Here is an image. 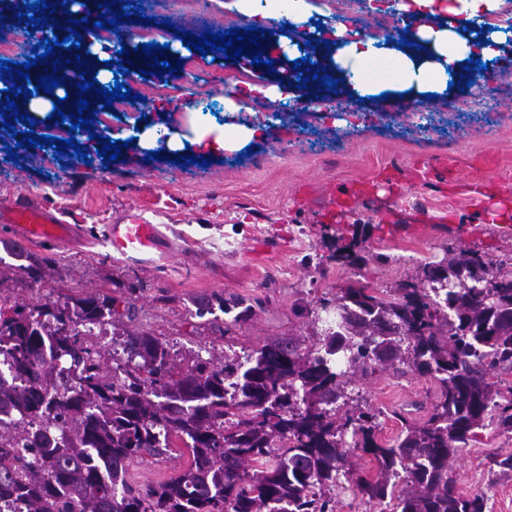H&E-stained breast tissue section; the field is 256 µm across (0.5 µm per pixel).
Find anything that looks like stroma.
<instances>
[{
    "label": "stroma",
    "instance_id": "stroma-1",
    "mask_svg": "<svg viewBox=\"0 0 512 512\" xmlns=\"http://www.w3.org/2000/svg\"><path fill=\"white\" fill-rule=\"evenodd\" d=\"M31 0H10L0 17L28 33L30 45L66 37L59 15L45 29L24 13ZM210 0L199 13L193 0H154L153 24L123 23L128 54L123 63L131 93L123 105L98 99L96 137L81 134L80 164L62 153L59 116L22 120L25 105L6 112L17 135L0 142V205L41 202L76 225L75 238L58 246L34 245L52 257L40 282L4 272L0 296L32 307L57 298L94 293L132 297L134 319H121L116 333L161 334L177 364L197 359L222 362L266 343L294 339L302 350L317 347L312 320L320 299L359 282L386 293L419 282L421 266L470 248L497 261L512 259V71L494 65L469 83L460 74L451 88L423 103L369 97L350 101L338 88L313 80L286 102L259 99L238 120L266 127L250 149L210 156L193 164L192 151L175 154L157 147L155 156L130 142L140 126L159 124L188 133L193 125L224 123V93L240 82L273 83L276 72L252 66L242 72L225 53L199 55L182 49V34L200 38L250 22ZM313 24L339 22L353 32L391 27L400 43L407 29L396 13H367L365 0H315ZM167 45L178 71L165 78L141 73L142 44ZM53 136L58 157L39 146L17 149L29 133ZM120 146L117 160L98 156L107 143ZM140 216L160 233L158 250L143 259L113 253L103 243L105 225ZM353 246L358 266L337 263L338 248ZM214 293L251 304L244 322L215 312L196 316L194 303ZM352 391L381 412L380 440L401 432L396 413L420 423L438 393L435 380L390 366L356 379ZM512 452V432L490 425L451 464L456 490L484 496L489 512H512V474L489 475L487 459ZM186 459L178 450L134 462L142 482L163 483L181 475Z\"/></svg>",
    "mask_w": 512,
    "mask_h": 512
}]
</instances>
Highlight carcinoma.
<instances>
[{
	"instance_id": "cac0c4a2",
	"label": "carcinoma",
	"mask_w": 512,
	"mask_h": 512,
	"mask_svg": "<svg viewBox=\"0 0 512 512\" xmlns=\"http://www.w3.org/2000/svg\"><path fill=\"white\" fill-rule=\"evenodd\" d=\"M33 283L51 258L0 239ZM124 304V312L118 305ZM319 346L266 343L245 359L173 363L156 334L124 333L125 363L108 373L93 329L130 315L133 303L87 294L63 305L0 303V490L22 512H336L330 493L347 481L392 512H486L481 495L456 491L451 462L494 421L512 431V390L489 381L512 369V266L461 249L422 268L418 284L384 296L349 285L320 300ZM240 323L243 301L196 302ZM402 367L439 384L421 425L399 413L401 434L378 440L380 411L349 405L346 387L374 365ZM39 422V428L28 425ZM178 438L184 472L161 484L129 475ZM361 450L380 468L355 473ZM512 473V453L488 462Z\"/></svg>"
}]
</instances>
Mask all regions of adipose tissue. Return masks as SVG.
<instances>
[{"mask_svg": "<svg viewBox=\"0 0 512 512\" xmlns=\"http://www.w3.org/2000/svg\"><path fill=\"white\" fill-rule=\"evenodd\" d=\"M499 2L395 0L397 13L409 27L413 49H399L378 36L351 34L343 24L334 23L323 32L330 48L328 66L344 79L349 94L356 99L385 92L410 96L443 94L451 74L461 70L468 60L490 63L499 57L500 35H475L485 16L496 10ZM231 6L249 19H284L293 26L307 24L317 11L312 0H276L272 7L263 5L261 0H232ZM293 90V85L285 82L233 87L224 97L228 123L195 129L188 135L171 133L166 148L172 152L191 148L215 155L263 139V126L235 123L234 115L245 109L252 98L281 101L292 98Z\"/></svg>", "mask_w": 512, "mask_h": 512, "instance_id": "adipose-tissue-1", "label": "adipose tissue"}]
</instances>
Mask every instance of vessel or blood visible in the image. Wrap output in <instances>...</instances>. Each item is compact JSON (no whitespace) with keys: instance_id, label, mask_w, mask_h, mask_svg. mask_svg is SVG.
Here are the masks:
<instances>
[{"instance_id":"b4317fda","label":"vessel or blood","mask_w":512,"mask_h":512,"mask_svg":"<svg viewBox=\"0 0 512 512\" xmlns=\"http://www.w3.org/2000/svg\"><path fill=\"white\" fill-rule=\"evenodd\" d=\"M0 223L25 242L48 246L63 242L70 233L65 220L39 203L13 202L1 207ZM105 239L112 251L130 258L148 254L158 246L155 226L144 222L107 225Z\"/></svg>"}]
</instances>
